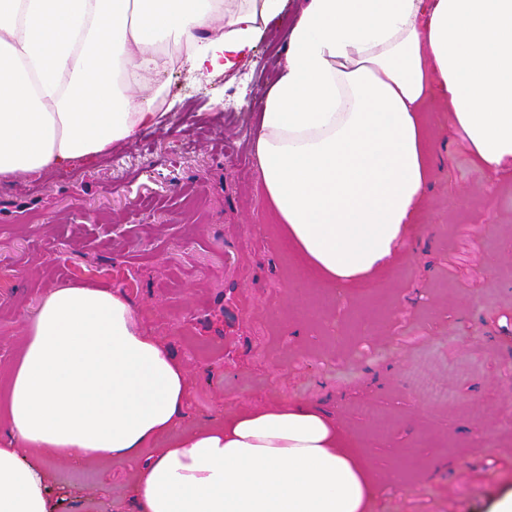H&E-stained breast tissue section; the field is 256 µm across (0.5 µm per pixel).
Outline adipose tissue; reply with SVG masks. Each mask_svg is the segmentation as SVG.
Listing matches in <instances>:
<instances>
[{
  "label": "adipose tissue",
  "instance_id": "1",
  "mask_svg": "<svg viewBox=\"0 0 512 512\" xmlns=\"http://www.w3.org/2000/svg\"><path fill=\"white\" fill-rule=\"evenodd\" d=\"M284 0H0V182L111 151L163 113L145 95L164 42L222 72ZM472 156L512 163V0H305L253 138L265 199L305 272L334 287L389 271L434 175L428 103ZM190 380L122 294L48 290L0 383V512H53L54 466L152 459L138 512H372L354 439L287 401L171 437Z\"/></svg>",
  "mask_w": 512,
  "mask_h": 512
}]
</instances>
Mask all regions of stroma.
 <instances>
[{
  "label": "stroma",
  "mask_w": 512,
  "mask_h": 512,
  "mask_svg": "<svg viewBox=\"0 0 512 512\" xmlns=\"http://www.w3.org/2000/svg\"><path fill=\"white\" fill-rule=\"evenodd\" d=\"M302 5L287 0L231 71L163 74L162 125L0 183V376L49 288L96 283L187 370L180 428L310 404L384 477L374 512H495L512 495V165L488 173L435 113L434 178L391 273L335 288L300 272L251 140ZM136 464L59 467L54 500L137 512Z\"/></svg>",
  "instance_id": "stroma-1"
}]
</instances>
